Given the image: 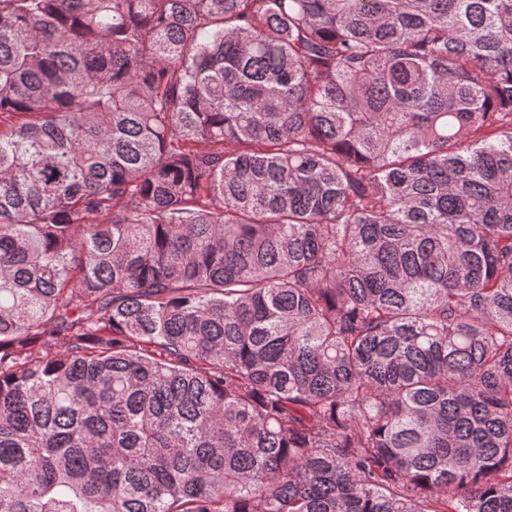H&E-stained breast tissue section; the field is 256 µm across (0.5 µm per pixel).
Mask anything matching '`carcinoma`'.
Listing matches in <instances>:
<instances>
[{"mask_svg":"<svg viewBox=\"0 0 512 512\" xmlns=\"http://www.w3.org/2000/svg\"><path fill=\"white\" fill-rule=\"evenodd\" d=\"M0 512H512V0H0Z\"/></svg>","mask_w":512,"mask_h":512,"instance_id":"obj_1","label":"carcinoma"}]
</instances>
